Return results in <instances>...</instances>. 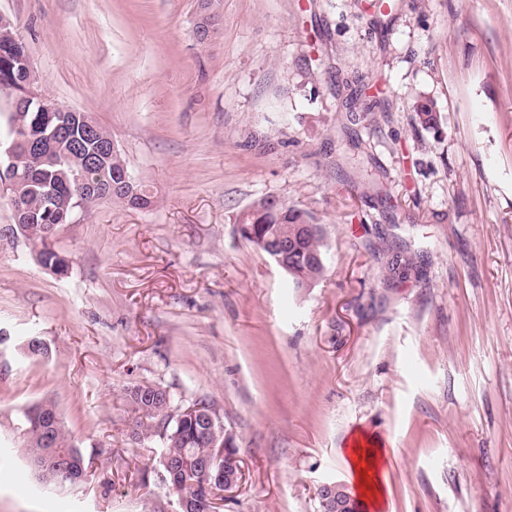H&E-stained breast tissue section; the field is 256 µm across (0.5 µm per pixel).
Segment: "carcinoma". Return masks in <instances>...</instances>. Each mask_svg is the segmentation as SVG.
Returning <instances> with one entry per match:
<instances>
[{
  "mask_svg": "<svg viewBox=\"0 0 512 512\" xmlns=\"http://www.w3.org/2000/svg\"><path fill=\"white\" fill-rule=\"evenodd\" d=\"M0 29V85L11 82L16 72L11 70V60L26 52V46L19 40L13 44L5 43ZM24 128L19 131L23 140L34 139L42 144L40 153H28L21 148L19 170L27 169L32 173V186L24 190L19 200L10 201V205L20 203L39 213L46 209L45 197L54 196L62 201L80 199L89 208L100 201L133 209H145L152 206L154 196L142 184H137L138 194L132 196L124 191L105 192L93 195L87 192L83 183L75 180L73 171L79 168V156L63 142L52 135L56 120L47 113L31 105L24 108ZM413 112L418 124L426 129L435 120L429 103L417 101L413 104ZM57 218L46 217L43 222L27 225L25 238L39 248L38 256L42 265L59 273L67 270L66 260L52 248V237L46 235L44 225L56 223ZM313 222V217L306 211L291 207L275 199L263 198L244 210L238 217L239 224H255L284 237L287 241H296L298 248L294 253L292 271L301 281H316L322 277L326 267L309 263L306 254L311 251L325 252L324 237L302 239L297 233L298 225ZM389 271L401 278L408 276L412 270V262L405 260L398 253L392 256L388 265ZM163 388L156 385H136L127 390L132 411L137 415L133 434L139 438L151 436L152 422L157 420L165 425L162 457H168L183 465V471L177 474L179 491L187 496L197 497L201 494L202 477L195 470V462L210 457L208 444L197 435L195 426L187 419H179V413H168L157 406ZM33 418L21 421L19 435L21 451L30 463L37 467L54 456L59 464L70 473L72 479L67 484L73 486L84 482L88 477V464L83 454L65 430L63 422L54 403L43 401L29 409ZM225 477H233V483L241 479V465L236 445L225 449V455L219 461Z\"/></svg>",
  "mask_w": 512,
  "mask_h": 512,
  "instance_id": "1",
  "label": "carcinoma"
}]
</instances>
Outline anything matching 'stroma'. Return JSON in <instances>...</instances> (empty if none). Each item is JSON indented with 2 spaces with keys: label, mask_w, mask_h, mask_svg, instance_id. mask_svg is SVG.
Here are the masks:
<instances>
[{
  "label": "stroma",
  "mask_w": 512,
  "mask_h": 512,
  "mask_svg": "<svg viewBox=\"0 0 512 512\" xmlns=\"http://www.w3.org/2000/svg\"><path fill=\"white\" fill-rule=\"evenodd\" d=\"M0 14L36 90L92 114L156 198L59 225L57 274L0 196V512H179L161 439L132 436L139 384L234 434L220 512H321L362 433L385 451L382 512H512V0H222L205 44L198 0ZM424 98L437 128L414 120ZM270 195L327 231L310 287L237 231ZM44 399L85 484L42 489L16 451Z\"/></svg>",
  "instance_id": "1"
}]
</instances>
